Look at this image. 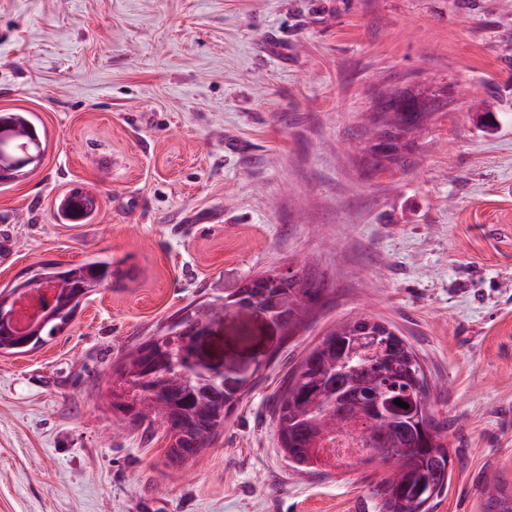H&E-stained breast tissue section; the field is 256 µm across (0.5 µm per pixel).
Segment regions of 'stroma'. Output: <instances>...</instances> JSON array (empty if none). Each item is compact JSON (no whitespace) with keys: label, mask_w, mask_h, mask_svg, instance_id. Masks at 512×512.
Here are the masks:
<instances>
[{"label":"stroma","mask_w":512,"mask_h":512,"mask_svg":"<svg viewBox=\"0 0 512 512\" xmlns=\"http://www.w3.org/2000/svg\"><path fill=\"white\" fill-rule=\"evenodd\" d=\"M444 92L407 168L355 150L376 95ZM45 146L0 185V287L110 257L120 281L0 356V512H378L380 470H296L274 405L336 321L394 325L425 369L452 475L433 512L512 494V0H0V112ZM95 196L90 220L56 217ZM308 262L327 301L280 340L242 312L201 347L247 393L200 457L115 430L112 367L183 307ZM4 117L9 119L10 127L18 132L25 131L30 128L34 129L35 131L37 130L36 135L37 136L39 135L38 136L39 144L35 141H30V142H34L35 144H30L28 146V150L41 152L43 154L44 148L42 147L40 134H39L38 128L35 124V119H34L33 115L31 114V112L17 111V112H5L3 114L1 113L0 114V124H1V120ZM37 132H38V134H37Z\"/></svg>","instance_id":"obj_1"}]
</instances>
